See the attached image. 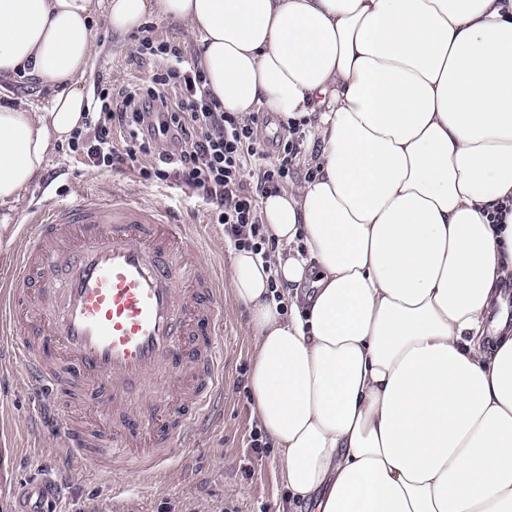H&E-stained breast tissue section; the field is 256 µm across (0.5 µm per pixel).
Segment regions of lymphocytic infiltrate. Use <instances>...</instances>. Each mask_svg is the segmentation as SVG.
<instances>
[{"mask_svg": "<svg viewBox=\"0 0 512 512\" xmlns=\"http://www.w3.org/2000/svg\"><path fill=\"white\" fill-rule=\"evenodd\" d=\"M133 57L139 67L150 68L151 81L97 82L87 121L92 134L74 138L72 150L95 168L140 162L142 178L175 181L208 204L211 223L223 225L234 249L268 251L257 199L288 177L301 146L297 126H290L275 153H268L258 135L263 116L220 111L205 87L204 72L179 44L146 36ZM257 159L263 166L255 181H247L246 171Z\"/></svg>", "mask_w": 512, "mask_h": 512, "instance_id": "f902f5d3", "label": "lymphocytic infiltrate"}]
</instances>
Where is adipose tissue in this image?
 <instances>
[{
    "label": "adipose tissue",
    "mask_w": 512,
    "mask_h": 512,
    "mask_svg": "<svg viewBox=\"0 0 512 512\" xmlns=\"http://www.w3.org/2000/svg\"><path fill=\"white\" fill-rule=\"evenodd\" d=\"M150 18L198 34L222 111L321 140L259 200L273 252L230 271L289 508L512 512V330L485 344L512 275V0H0V209L85 128L94 28ZM7 88L17 95L29 97L37 105L45 104L53 94V90L50 87L32 86L24 80H17L15 83L7 86Z\"/></svg>",
    "instance_id": "adipose-tissue-1"
}]
</instances>
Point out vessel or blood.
Here are the masks:
<instances>
[{"mask_svg":"<svg viewBox=\"0 0 512 512\" xmlns=\"http://www.w3.org/2000/svg\"><path fill=\"white\" fill-rule=\"evenodd\" d=\"M206 233L119 190L33 214L0 281V334L60 423V456L150 476L196 444L224 387V279ZM92 419L70 420V398ZM0 448L10 512H57L59 486L18 485Z\"/></svg>","mask_w":512,"mask_h":512,"instance_id":"1","label":"vessel or blood"}]
</instances>
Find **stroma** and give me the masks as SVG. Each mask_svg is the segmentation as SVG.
Listing matches in <instances>:
<instances>
[{"label": "stroma", "mask_w": 512, "mask_h": 512, "mask_svg": "<svg viewBox=\"0 0 512 512\" xmlns=\"http://www.w3.org/2000/svg\"><path fill=\"white\" fill-rule=\"evenodd\" d=\"M142 36L137 30L120 38L96 28L97 50L84 80L85 94H92L94 82L102 77L150 81V73L138 70L130 60ZM116 189L135 191L149 203L167 204L177 223L204 225L210 254L222 271H229L232 249L224 240V227L210 222L207 205L195 193L171 182L144 180L132 162L112 170L88 167L63 144L15 205L7 226L0 228V280L12 273V255L33 211L83 190ZM252 350L247 312L232 292H225L224 396L218 404L222 418L201 425L197 446L182 449L162 474L120 476L117 481L127 490L119 496L112 491L115 480L93 464L74 462L66 469L68 489L60 499L61 512H278L286 495L279 453L251 445L256 424L247 388ZM43 413V403L29 390L22 367L0 352V441L19 451L18 479L55 465L57 430Z\"/></svg>", "instance_id": "obj_1"}]
</instances>
